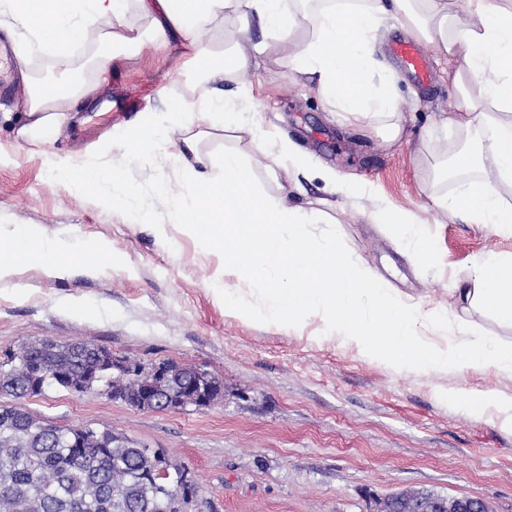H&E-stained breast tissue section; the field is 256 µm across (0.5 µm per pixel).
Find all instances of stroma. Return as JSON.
I'll return each instance as SVG.
<instances>
[{
  "mask_svg": "<svg viewBox=\"0 0 512 512\" xmlns=\"http://www.w3.org/2000/svg\"><path fill=\"white\" fill-rule=\"evenodd\" d=\"M148 21L129 10L123 33L136 48H115L112 74L87 98L58 140L40 154L16 135L30 84L56 77L51 55L35 56L27 74L12 71L11 102L0 105V227L41 225L47 237L78 246L106 240L115 260L99 272L76 268L47 276L32 267L0 283V360L41 340L90 342L129 365L174 361L219 378L222 397L207 408L143 411L104 395L58 388L25 399V407L61 427H109L185 466L198 487V512H380L395 493L427 489L485 500L493 512H512V420L495 409H473L456 388L512 396V377L488 368L466 375L367 358L355 345L327 335L319 323L302 331L245 322L225 314L209 287L218 260L170 224L186 194L172 152L125 157L110 152L122 128L139 117L168 119L170 103L187 95L188 52L146 39ZM251 45L258 64L225 82L241 131L206 140L222 159L232 147L249 156L254 122L277 130L329 167L374 185L342 198L318 178L296 181L280 172L290 200L322 210L320 234L336 233L362 263L422 313L453 304L456 279L489 253L512 256V233L458 218L429 224L431 263L413 261L407 242H393L368 214L389 203L421 212L426 202L412 143L444 139L435 125L453 104L449 66L421 46L427 77L406 69L390 48L381 60L397 71L409 141L390 143L339 126L318 93L289 65L291 46L261 26ZM252 93L241 101L238 90ZM102 159L137 189L147 223L125 222L112 208L75 194L56 177L69 162ZM168 227L159 238L155 225Z\"/></svg>",
  "mask_w": 512,
  "mask_h": 512,
  "instance_id": "stroma-1",
  "label": "stroma"
}]
</instances>
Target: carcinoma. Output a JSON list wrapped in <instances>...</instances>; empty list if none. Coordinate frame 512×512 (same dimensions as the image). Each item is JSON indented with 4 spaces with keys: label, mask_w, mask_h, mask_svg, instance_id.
<instances>
[{
    "label": "carcinoma",
    "mask_w": 512,
    "mask_h": 512,
    "mask_svg": "<svg viewBox=\"0 0 512 512\" xmlns=\"http://www.w3.org/2000/svg\"><path fill=\"white\" fill-rule=\"evenodd\" d=\"M109 350L82 343L46 341L0 361L11 383L0 394L38 396L59 386L62 375L77 382ZM106 438L72 446L71 429L43 423L22 408L0 405V512H186L188 504L166 498L146 478L152 461L126 435L104 428ZM440 494L417 490L383 503L386 512H416Z\"/></svg>",
    "instance_id": "1"
}]
</instances>
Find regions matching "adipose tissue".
Listing matches in <instances>:
<instances>
[{
  "mask_svg": "<svg viewBox=\"0 0 512 512\" xmlns=\"http://www.w3.org/2000/svg\"><path fill=\"white\" fill-rule=\"evenodd\" d=\"M132 5L150 19L153 41L186 43L193 82L212 91L201 105L174 101L167 127L142 120L132 139L115 141L111 149L141 156L164 141L168 130L180 131L175 159L191 190L175 202L171 220L219 257L221 267L210 289L225 313L295 331L317 320L329 335L357 344L373 360L460 373L491 366L512 375V341L485 334L475 318L483 312L512 329L511 257L489 255L456 281L460 310L441 322L446 343H434L418 307L387 288L339 236L311 232V225L325 220L321 210L289 204L265 188V181L277 180L285 166L298 176L313 174L310 157L294 142L283 139L270 149L262 130H253L251 143L264 159L259 170L234 150L225 151L221 167H213L202 148L210 132L239 129L238 114L226 106L220 84L227 75L255 66L247 47L255 20L293 46L292 70L315 85L338 123L368 132L381 129L388 141L402 140L405 114L396 92L398 77L379 58L381 30L389 26L436 48L453 64L454 106L440 123L457 139L437 159L428 143L413 150L428 189L423 213L512 232V0H466V9L478 18L467 26L458 24L451 0H336L313 10L299 7L298 0H0V9L28 32L16 55L18 69L26 70L30 57L47 48L66 74L71 52L85 43L90 23L105 20L112 28L123 27ZM227 13L235 24L233 48L226 54L204 42L203 27ZM92 90L88 83L71 88L66 80L32 85L19 136L36 149L53 143ZM451 170L462 179L452 192L440 186ZM60 171L73 190L112 207L127 221L144 220L138 195L120 171L85 162L63 165ZM422 215L383 206L369 218L395 237L412 227V251L424 260L433 248ZM111 257L105 241L74 248L48 239L40 225H23L0 239V282L27 266L54 276L76 265L96 267ZM230 279L236 288H227Z\"/></svg>",
  "mask_w": 512,
  "mask_h": 512,
  "instance_id": "1",
  "label": "adipose tissue"
}]
</instances>
